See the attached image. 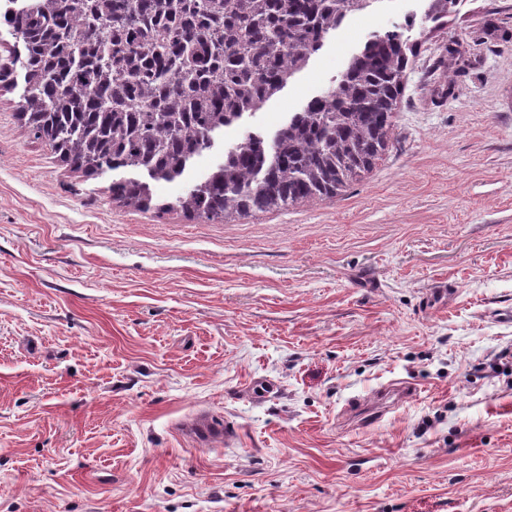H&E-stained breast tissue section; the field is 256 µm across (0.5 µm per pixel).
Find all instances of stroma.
Masks as SVG:
<instances>
[{"instance_id":"1","label":"stroma","mask_w":512,"mask_h":512,"mask_svg":"<svg viewBox=\"0 0 512 512\" xmlns=\"http://www.w3.org/2000/svg\"><path fill=\"white\" fill-rule=\"evenodd\" d=\"M416 9L351 18L225 145ZM411 37L372 171L227 223L113 205L0 93V512H512V0ZM200 411L231 445L181 434ZM416 393V385L408 381L387 385L375 392L370 406L359 401L348 408L346 416L352 419L359 418L363 423L367 424L381 419L387 412L399 404L413 398Z\"/></svg>"}]
</instances>
